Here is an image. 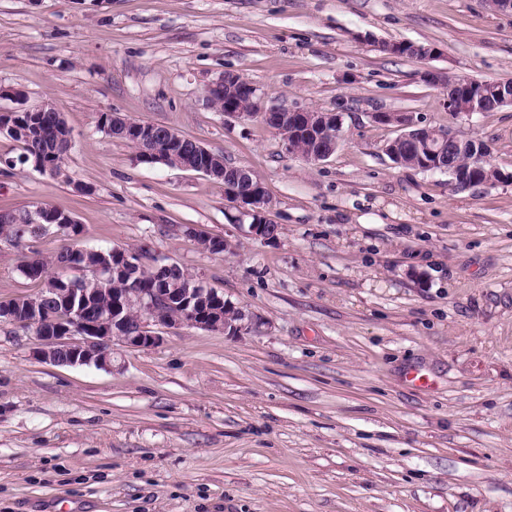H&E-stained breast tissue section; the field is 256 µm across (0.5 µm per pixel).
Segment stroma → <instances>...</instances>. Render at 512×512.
<instances>
[{
  "instance_id": "obj_1",
  "label": "stroma",
  "mask_w": 512,
  "mask_h": 512,
  "mask_svg": "<svg viewBox=\"0 0 512 512\" xmlns=\"http://www.w3.org/2000/svg\"><path fill=\"white\" fill-rule=\"evenodd\" d=\"M434 48L420 60L389 43ZM512 81V11L489 0H0V107L50 102L66 177L0 134V211L47 204L86 248H145L241 309L231 335L160 329L112 364L44 362L0 322V512H512V106L449 113L427 70ZM266 104L343 115L332 156L227 119L225 72ZM485 142L503 177L457 188L385 154L401 127ZM167 126L252 171V236L221 181L137 161L100 128ZM225 238L214 254L197 235ZM0 237V301L39 291ZM417 372L427 380L415 385ZM233 202L242 210V215L248 218L261 217L264 222H271L269 218L273 209L272 200L268 195L250 194L233 196Z\"/></svg>"
}]
</instances>
